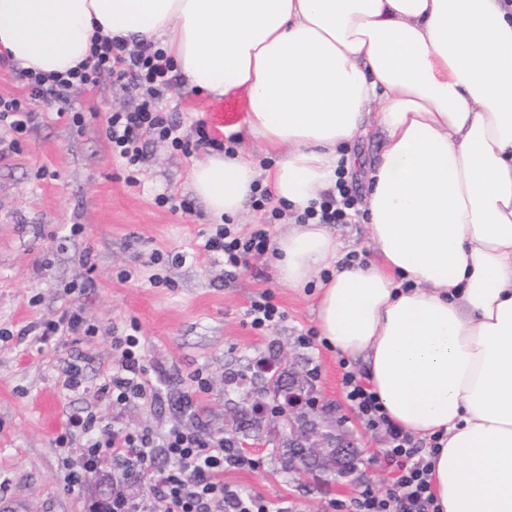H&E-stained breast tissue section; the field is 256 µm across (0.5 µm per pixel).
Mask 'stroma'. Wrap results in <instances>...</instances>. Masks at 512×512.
<instances>
[{"instance_id": "obj_1", "label": "stroma", "mask_w": 512, "mask_h": 512, "mask_svg": "<svg viewBox=\"0 0 512 512\" xmlns=\"http://www.w3.org/2000/svg\"><path fill=\"white\" fill-rule=\"evenodd\" d=\"M75 102L87 113L83 129L58 117L54 106L35 101L19 151L0 155V512H93L111 495L112 482L95 477L75 490L61 483L53 441L67 413L90 412L131 430L160 432L179 420L180 402L194 393L198 371L209 380L208 392L194 393L202 431L233 438L262 459L257 470L225 472V482L261 495L271 512L284 506L347 512L359 483L384 485L391 474L369 454L383 438L365 430L346 402L339 353L318 338L308 346L299 342L317 327L316 287L297 291L280 284L271 253L225 278L223 263L204 251L216 218L188 179L203 152L186 156L149 144L137 183H127L103 126L106 111L132 105L131 91L106 78ZM245 106V94L214 99L179 83L162 101L187 131L197 122L211 123L219 111L242 118ZM161 193L187 200L190 211L158 205ZM74 224L83 227L75 236ZM157 252L163 258L155 264ZM179 253L186 262H175ZM123 271L129 279H120ZM263 293L272 295L284 317L259 331L247 323L246 310ZM72 304L97 326L96 336L34 344L40 323ZM133 322L149 350L159 396L113 409L97 390L112 363L113 329ZM68 357L85 367L84 393L61 388V361ZM258 358L362 447L352 472L337 475L328 456L309 469L287 470L288 438L272 401L258 392Z\"/></svg>"}]
</instances>
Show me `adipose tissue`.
I'll return each instance as SVG.
<instances>
[{"instance_id":"ef3b65f1","label":"adipose tissue","mask_w":512,"mask_h":512,"mask_svg":"<svg viewBox=\"0 0 512 512\" xmlns=\"http://www.w3.org/2000/svg\"><path fill=\"white\" fill-rule=\"evenodd\" d=\"M159 43L188 89L245 93L234 128L280 152L274 197L300 211L354 169L376 127L365 222L377 257L340 263L323 225L276 240L279 281L318 287L321 336L363 361L389 420L439 437L440 512H512V10L503 0H0V53L64 72L95 35ZM245 150L189 172L236 219Z\"/></svg>"}]
</instances>
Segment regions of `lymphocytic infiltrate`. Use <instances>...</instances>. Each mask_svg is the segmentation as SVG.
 Here are the masks:
<instances>
[{
	"label": "lymphocytic infiltrate",
	"instance_id": "lymphocytic-infiltrate-1",
	"mask_svg": "<svg viewBox=\"0 0 512 512\" xmlns=\"http://www.w3.org/2000/svg\"><path fill=\"white\" fill-rule=\"evenodd\" d=\"M171 71L163 49L141 43L132 45L105 35L95 36L87 61L66 73L51 76L18 70L27 93L22 97L0 96V125L11 133L10 140L0 144V151L18 149L31 120L29 105L34 100L56 104L58 116H69L74 126H82L83 113L73 106L75 95L97 87L108 76L113 81L127 83L138 97L134 106L108 112L104 123V136L112 155L123 161L128 170L127 182H134L137 166L145 156L144 148L151 141L186 154L200 149L234 154L235 137L217 140L202 122L186 134L176 119L165 115L161 98L173 87ZM360 202L355 177L342 169L334 191L298 215L297 221L344 224L357 212ZM270 246L265 225H256L243 235L231 225L221 224L206 239L204 249L223 262L224 271L231 278L249 267L255 257L267 253ZM138 330V324L134 323L127 332L112 338L115 356L99 392L115 408L157 397ZM96 331L80 308L71 307L57 320L44 323L37 341L46 345L66 335L92 337ZM341 367L346 401L365 429L382 435L381 459L394 470L386 485H358L350 502L353 512H438L431 461L437 441L417 445L412 435L388 419L365 374L346 361ZM182 410L188 413L190 424H177L162 433L110 425L93 414H71L64 432L54 441L62 459L65 487L72 490L83 486L93 475L115 467L124 482L150 473L155 479L147 497L140 501L129 499L120 488H113L108 504L110 512H271L262 496L240 493L224 481L226 470L256 468L261 463L260 457L244 454L223 438L202 432L192 396H184ZM79 436L84 443L78 448L74 441ZM161 452L169 458L171 466L158 472L154 463Z\"/></svg>",
	"mask_w": 512,
	"mask_h": 512
}]
</instances>
